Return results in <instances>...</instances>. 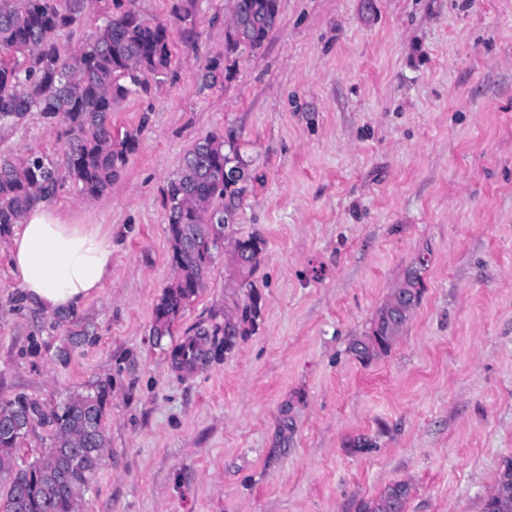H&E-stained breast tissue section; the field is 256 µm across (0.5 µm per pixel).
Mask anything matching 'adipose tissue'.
Instances as JSON below:
<instances>
[{"label":"adipose tissue","instance_id":"adipose-tissue-1","mask_svg":"<svg viewBox=\"0 0 512 512\" xmlns=\"http://www.w3.org/2000/svg\"><path fill=\"white\" fill-rule=\"evenodd\" d=\"M11 274L48 314L81 309L112 274V239L96 224H71L48 204L33 207L7 246Z\"/></svg>","mask_w":512,"mask_h":512}]
</instances>
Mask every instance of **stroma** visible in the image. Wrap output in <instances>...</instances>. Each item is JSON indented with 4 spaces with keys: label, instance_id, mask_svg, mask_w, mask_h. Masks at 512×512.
<instances>
[{
    "label": "stroma",
    "instance_id": "stroma-1",
    "mask_svg": "<svg viewBox=\"0 0 512 512\" xmlns=\"http://www.w3.org/2000/svg\"><path fill=\"white\" fill-rule=\"evenodd\" d=\"M170 28L175 76L114 128L139 147L109 191L50 205L112 234V274L83 309L44 313L0 236V398L50 412L103 383V466L83 512H355L410 483L405 512H482L512 459V0H280L263 47L203 87L227 0H138ZM236 131L253 178L230 235L265 241L255 332L175 346L224 320L230 257L156 341L172 269L163 189L207 134ZM64 162L31 112L0 153ZM398 340L350 351L419 256ZM293 422L281 429L283 417ZM210 354V351L203 348L197 338H191L176 346L172 351L173 359L180 365L193 366Z\"/></svg>",
    "mask_w": 512,
    "mask_h": 512
}]
</instances>
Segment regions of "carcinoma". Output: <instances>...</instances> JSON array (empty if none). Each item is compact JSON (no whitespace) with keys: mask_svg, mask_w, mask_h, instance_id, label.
<instances>
[{"mask_svg":"<svg viewBox=\"0 0 512 512\" xmlns=\"http://www.w3.org/2000/svg\"><path fill=\"white\" fill-rule=\"evenodd\" d=\"M106 19L94 37L72 48L58 33L87 16L93 0H0V125H15L29 112H39L62 127L66 169L49 156L0 155V234L21 223L37 202L54 197L69 181L86 200L103 196L135 153L140 130L112 127V112L131 94H147L151 83L173 77L169 28L143 15L136 0H102ZM234 24L225 28L224 58L209 61L204 85L231 79L241 50L256 51L275 29L279 0H228ZM246 170L238 138L211 133L184 155L178 171L167 181L163 205L173 277L154 309L153 335H172L180 313L203 288L214 254L224 246L243 188L224 177L231 168ZM241 263L231 302L234 322L216 323L199 336L224 335L232 349L256 328L261 296L251 281L263 251L257 235L237 238ZM419 269L408 271L393 292L395 308L408 318L420 298ZM404 327L379 310L371 333L353 346L361 360L387 352ZM209 351L191 338L172 351L180 365L192 366ZM108 385L79 394L50 415L54 438L43 455L31 463H16L18 449L34 417V400L0 399V479L9 484L0 499V512H80L83 493L96 478L107 445L105 409ZM411 493L406 481L389 484L380 494L362 499L357 512H404ZM483 512H512V460L506 462L484 501Z\"/></svg>","mask_w":512,"mask_h":512,"instance_id":"cac0c4a2","label":"carcinoma"}]
</instances>
